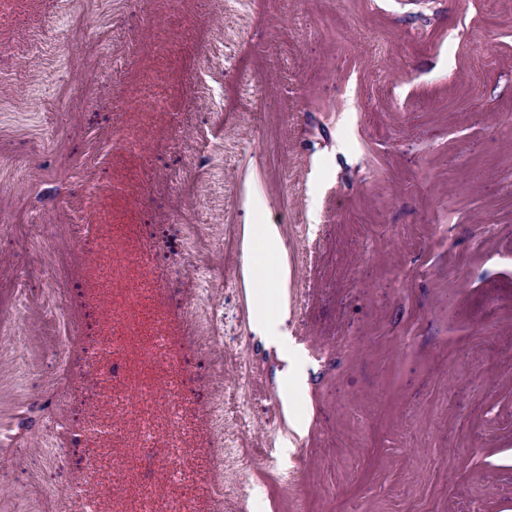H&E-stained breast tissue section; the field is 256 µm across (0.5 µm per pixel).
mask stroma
Instances as JSON below:
<instances>
[{
  "label": "stroma",
  "mask_w": 512,
  "mask_h": 512,
  "mask_svg": "<svg viewBox=\"0 0 512 512\" xmlns=\"http://www.w3.org/2000/svg\"><path fill=\"white\" fill-rule=\"evenodd\" d=\"M84 15L90 78L57 36ZM62 164L66 200L29 207L28 168ZM249 224L279 228L285 352L255 330ZM110 336L56 395L65 339ZM155 498L512 512V0L0 14V512Z\"/></svg>",
  "instance_id": "stroma-1"
}]
</instances>
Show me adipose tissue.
Returning a JSON list of instances; mask_svg holds the SVG:
<instances>
[{
	"label": "adipose tissue",
	"instance_id": "1",
	"mask_svg": "<svg viewBox=\"0 0 512 512\" xmlns=\"http://www.w3.org/2000/svg\"><path fill=\"white\" fill-rule=\"evenodd\" d=\"M281 250V238L277 225L250 224L243 232V277L252 290L254 301L259 309L270 310L276 316L288 312V304L283 293L287 286V275L278 267H271L266 282H259L253 275L258 261L275 258Z\"/></svg>",
	"mask_w": 512,
	"mask_h": 512
}]
</instances>
